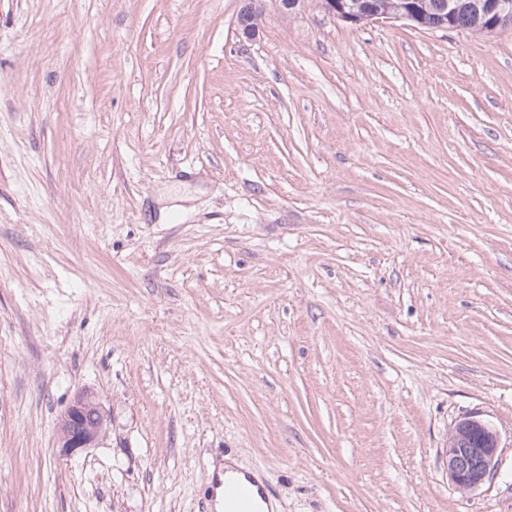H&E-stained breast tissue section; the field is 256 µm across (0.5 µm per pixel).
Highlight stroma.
Segmentation results:
<instances>
[{"instance_id":"35a3bbf8","label":"stroma","mask_w":512,"mask_h":512,"mask_svg":"<svg viewBox=\"0 0 512 512\" xmlns=\"http://www.w3.org/2000/svg\"><path fill=\"white\" fill-rule=\"evenodd\" d=\"M246 2L0 0V512H512V28ZM90 405L95 407L101 418L98 404L88 394H80L75 397L61 415L56 446L59 457L71 458L87 448H91L98 441L100 429L89 424L99 425L102 428V423L96 416L93 417V410H90L87 415V407ZM480 415L469 414L452 427L451 434L471 439L473 447L449 448L447 453L448 477L459 489L474 490L496 474V457L499 446L497 430ZM224 477H238L237 479L224 480L222 500L218 491L215 509L220 512L227 506L225 512H260L256 509L257 497L267 500V492L260 482L250 474L244 479L243 474L236 469L235 462L229 458L224 461Z\"/></svg>"}]
</instances>
